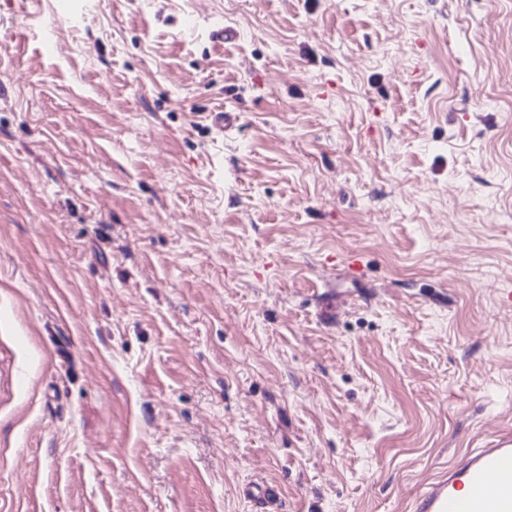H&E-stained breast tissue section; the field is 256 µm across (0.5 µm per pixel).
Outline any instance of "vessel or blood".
Returning a JSON list of instances; mask_svg holds the SVG:
<instances>
[{"label": "vessel or blood", "instance_id": "obj_1", "mask_svg": "<svg viewBox=\"0 0 512 512\" xmlns=\"http://www.w3.org/2000/svg\"><path fill=\"white\" fill-rule=\"evenodd\" d=\"M411 512H512V432L496 435L424 480Z\"/></svg>", "mask_w": 512, "mask_h": 512}]
</instances>
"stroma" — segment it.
I'll return each mask as SVG.
<instances>
[{"label": "stroma", "instance_id": "stroma-1", "mask_svg": "<svg viewBox=\"0 0 512 512\" xmlns=\"http://www.w3.org/2000/svg\"><path fill=\"white\" fill-rule=\"evenodd\" d=\"M509 430L512 0H0V512H406Z\"/></svg>", "mask_w": 512, "mask_h": 512}]
</instances>
